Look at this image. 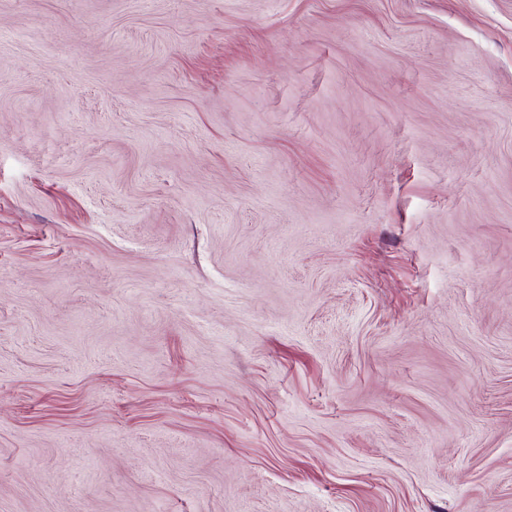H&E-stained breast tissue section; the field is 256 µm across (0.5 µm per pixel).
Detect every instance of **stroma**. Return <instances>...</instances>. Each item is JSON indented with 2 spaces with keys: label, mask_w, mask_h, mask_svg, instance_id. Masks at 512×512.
<instances>
[{
  "label": "stroma",
  "mask_w": 512,
  "mask_h": 512,
  "mask_svg": "<svg viewBox=\"0 0 512 512\" xmlns=\"http://www.w3.org/2000/svg\"><path fill=\"white\" fill-rule=\"evenodd\" d=\"M0 512H512V0H0Z\"/></svg>",
  "instance_id": "1"
}]
</instances>
